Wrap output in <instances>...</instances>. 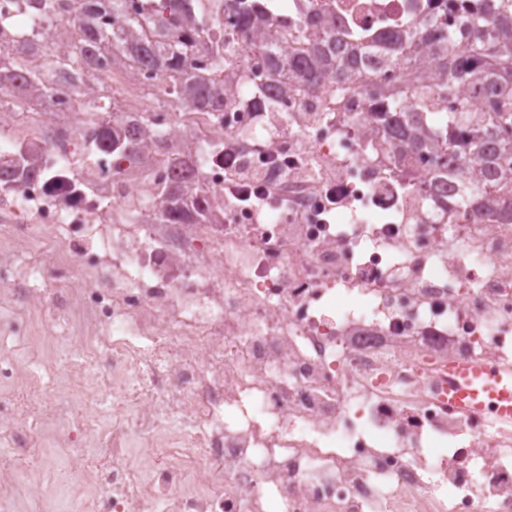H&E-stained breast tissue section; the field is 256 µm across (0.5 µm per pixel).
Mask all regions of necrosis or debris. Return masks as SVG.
I'll use <instances>...</instances> for the list:
<instances>
[{
  "label": "necrosis or debris",
  "mask_w": 512,
  "mask_h": 512,
  "mask_svg": "<svg viewBox=\"0 0 512 512\" xmlns=\"http://www.w3.org/2000/svg\"><path fill=\"white\" fill-rule=\"evenodd\" d=\"M439 0H297L277 38H296L319 13L347 40L390 35L436 17ZM86 0H0V43L31 74ZM221 111L152 112L158 140L118 162L81 141L93 97L152 94L175 69H115L109 54L62 72L48 109L17 108L0 88V159L38 147L35 173L0 170V286L23 314L0 358V447L108 448L79 462L69 512H512V423L494 406L464 414L443 403L448 362L512 363V224L448 201L428 155L393 163L365 95L403 74L362 68L333 101L276 89L265 57H224ZM301 141L335 169L281 206ZM217 223L169 224L153 205L178 172ZM259 168L270 212L230 209L231 167ZM45 249L28 274L16 250ZM51 272L45 315L30 280ZM360 306L336 310L337 295ZM78 341L58 391L76 408L62 430L33 411L49 383L29 372L54 354V322ZM112 358L109 378L95 371ZM121 386L111 412L88 406ZM151 451L136 461L129 433ZM55 471L0 472V507L21 493L45 501Z\"/></svg>",
  "instance_id": "1"
}]
</instances>
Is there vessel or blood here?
Listing matches in <instances>:
<instances>
[{
  "label": "vessel or blood",
  "instance_id": "obj_1",
  "mask_svg": "<svg viewBox=\"0 0 512 512\" xmlns=\"http://www.w3.org/2000/svg\"><path fill=\"white\" fill-rule=\"evenodd\" d=\"M451 405L470 411L482 406L484 399L496 403L501 419L512 422V366L489 369L468 361L448 364Z\"/></svg>",
  "mask_w": 512,
  "mask_h": 512
}]
</instances>
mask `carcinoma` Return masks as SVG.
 Instances as JSON below:
<instances>
[{"label":"carcinoma","mask_w":512,"mask_h":512,"mask_svg":"<svg viewBox=\"0 0 512 512\" xmlns=\"http://www.w3.org/2000/svg\"><path fill=\"white\" fill-rule=\"evenodd\" d=\"M98 2L87 15H79L71 22V30L79 32L93 28V17L99 11ZM154 18L160 24L163 37L158 53L164 60H174L180 76L163 96L176 109L224 107V84L207 71L198 67L193 47L188 41L192 34L206 33L204 23L190 16L179 19L181 0H156ZM241 0H224L236 18L237 31L248 40V46L265 56L272 75L277 81L298 84L311 90H325L340 97L353 90L349 80L361 65L368 67H401L408 78L405 83L384 86L380 93L381 109L374 113L375 120L383 126L392 150L419 151L432 147L430 161L438 168L452 171L461 183L462 195L454 204L464 209L472 204L496 208L500 218L512 223V0H501L497 9L490 11L491 0H459L448 9L462 11L466 19L461 28H451L447 19H436L435 33L439 41L448 42V53L436 72L432 85L425 82L429 74L427 60L419 50V42L430 39L425 32H412L406 36L393 35L382 41L378 52L350 44L336 38V54L329 55L319 46V37L307 40L302 47L288 48L269 41L254 40L255 30L267 27L269 18L254 10L242 11ZM145 19L128 15L112 26L101 29L95 39L102 51L126 47L142 41L141 29ZM47 63L44 73L27 78L24 73L10 75L7 66L10 49L0 44V84L13 78L21 80L23 105L49 103L52 80L57 68L69 61L79 64L87 57L88 49L75 41L67 40L57 49H45ZM152 48L143 46L125 60L130 67L153 64ZM469 84L476 90L477 100L461 101L457 97L460 85ZM448 103V120L445 126L424 134L417 128V113L401 111L407 98L415 100L420 109L429 104L428 89ZM149 117H142L139 131L119 130L114 126L96 122L85 125L80 136L91 139L112 150L121 161L130 163L138 159L140 138L150 129ZM179 188L164 187L159 191L160 204L157 214L170 222L178 220L176 210L183 201Z\"/></svg>","instance_id":"carcinoma-1"}]
</instances>
